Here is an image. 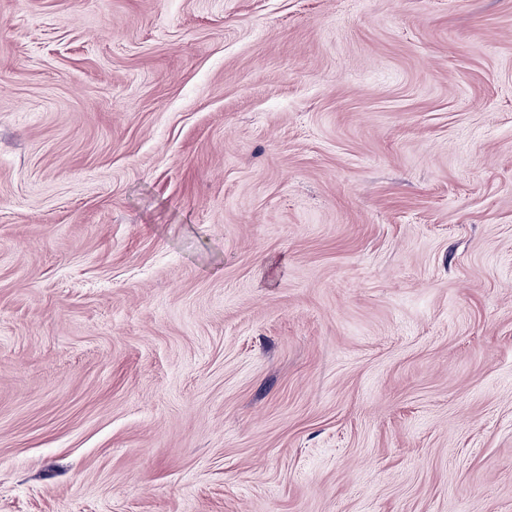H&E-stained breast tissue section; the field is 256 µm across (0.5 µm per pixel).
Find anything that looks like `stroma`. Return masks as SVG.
Listing matches in <instances>:
<instances>
[{"label": "stroma", "instance_id": "35a3bbf8", "mask_svg": "<svg viewBox=\"0 0 512 512\" xmlns=\"http://www.w3.org/2000/svg\"><path fill=\"white\" fill-rule=\"evenodd\" d=\"M0 512H512V0H0Z\"/></svg>", "mask_w": 512, "mask_h": 512}]
</instances>
